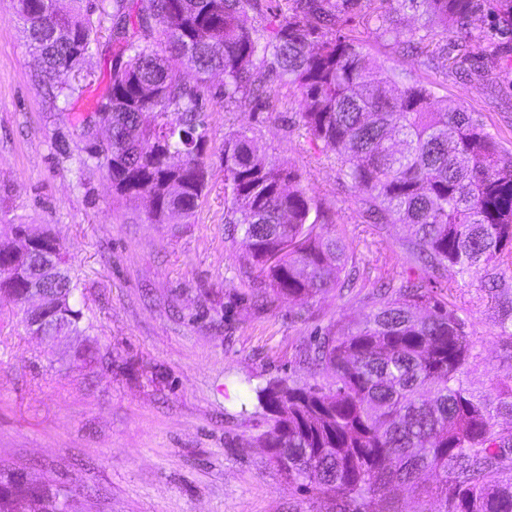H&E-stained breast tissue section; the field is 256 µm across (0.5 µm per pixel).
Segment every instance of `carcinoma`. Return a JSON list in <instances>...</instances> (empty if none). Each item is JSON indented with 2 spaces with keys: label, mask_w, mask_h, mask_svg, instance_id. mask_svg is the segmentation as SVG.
I'll return each instance as SVG.
<instances>
[{
  "label": "carcinoma",
  "mask_w": 512,
  "mask_h": 512,
  "mask_svg": "<svg viewBox=\"0 0 512 512\" xmlns=\"http://www.w3.org/2000/svg\"><path fill=\"white\" fill-rule=\"evenodd\" d=\"M19 0L16 14L34 55L51 52L41 76L67 100L69 76L97 44L83 0ZM491 10L512 31V0H112L119 45L105 97L106 137L92 155L112 188L133 201L148 194L150 224L193 216L207 188L209 131L202 97L224 111L258 105L253 69L302 98L298 124L336 154L342 179L377 224H407L411 252L433 270L464 277L485 272L500 302V333L512 338V298L495 270L512 264V152L470 113L435 106L431 89L397 80L345 32L354 18L390 36L401 13L420 25L427 48L437 31L471 42V18ZM196 80L188 82L183 72ZM325 211L288 162L262 150L246 128L224 133V224L241 261L263 274L283 300L306 302L344 287L353 268L341 239L316 232ZM47 249L0 242V283L8 303L25 301L41 276ZM52 321L80 328L79 286L65 269L44 282ZM474 341L458 310L430 289L411 286L384 297L355 323L316 341L322 384L280 379L254 390L253 410L269 419L261 442L288 483L328 496L333 512H404L391 492L430 471L422 489L435 512H512V387L477 395L467 383ZM56 484L0 500V512H65Z\"/></svg>",
  "instance_id": "carcinoma-1"
}]
</instances>
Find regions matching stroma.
I'll list each match as a JSON object with an SVG mask.
<instances>
[{"label": "stroma", "mask_w": 512, "mask_h": 512, "mask_svg": "<svg viewBox=\"0 0 512 512\" xmlns=\"http://www.w3.org/2000/svg\"><path fill=\"white\" fill-rule=\"evenodd\" d=\"M101 16L98 49L71 74L81 96L54 99L26 48L13 0H0V236L23 224L59 241L80 279L85 333L55 343L29 336L0 309V465L58 481L81 512H329L328 499L297 489L259 440L264 415L242 411L255 387L276 379L322 382L302 354L336 321L379 302L380 285L413 281L458 308L475 343L467 378L475 391L512 384V339L481 277L434 273L408 251L401 224H375L340 181L335 155L298 126L300 97L262 70L253 80L268 106L227 113L205 98L210 180L189 223L150 224L148 200L118 196L88 160L84 119L106 91L114 60L112 0H84ZM418 25L377 36L361 19L353 34L399 79L421 81L436 102L471 112L512 151V56L488 72L459 65L457 35L433 52L402 51ZM252 130L287 161L348 247L354 287L306 304L265 291L240 265L224 228V133Z\"/></svg>", "instance_id": "stroma-1"}]
</instances>
